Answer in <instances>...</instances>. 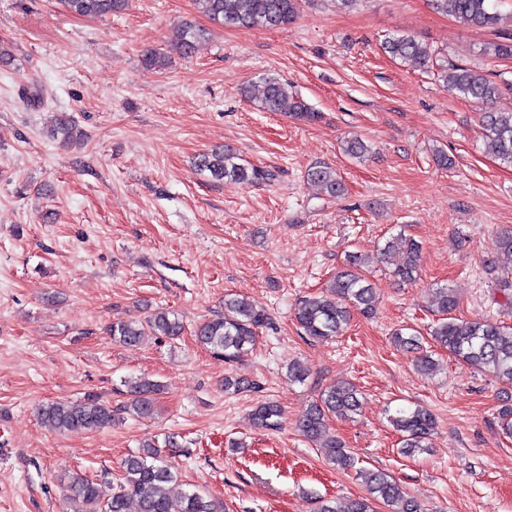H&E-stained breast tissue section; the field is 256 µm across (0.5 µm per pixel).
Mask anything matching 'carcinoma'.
<instances>
[{
	"label": "carcinoma",
	"instance_id": "carcinoma-1",
	"mask_svg": "<svg viewBox=\"0 0 512 512\" xmlns=\"http://www.w3.org/2000/svg\"><path fill=\"white\" fill-rule=\"evenodd\" d=\"M64 8L81 16H106L125 8L127 0H60ZM301 0H198V4L213 22L239 29H285L293 24L300 12ZM432 8L458 22L477 29L503 32L502 40L483 48V53L497 58H512V31L504 23L512 21L497 9L495 0H430ZM207 32L192 24L181 26L175 44L183 55L194 52L205 40ZM383 49L394 60L426 67L433 61L434 50L408 35L388 38ZM443 78L453 83L459 93L483 104H493L503 95L499 84L488 76L461 66L453 67ZM260 107L266 112H280L312 123L320 113L310 108L287 84L274 76L262 78ZM486 149L502 163L512 165V110H496L482 115ZM75 126L64 114L56 116L51 137L64 142L74 139ZM345 155L359 159L368 152V145L359 138L343 144ZM196 167L209 172L212 179H230L246 184H259L273 179V174L260 167L239 162L231 148H215L201 154ZM306 179L329 198L344 195L345 185L330 166L315 164L306 171ZM398 261L391 270L400 282L416 279L420 268L422 246L415 239L397 235L386 241L377 260L386 262L391 255ZM371 260L356 253L347 255L343 268L331 278L327 292L301 298L294 308V317L304 335L327 341L341 335L351 312L365 317L377 309L376 289L365 276ZM488 274L509 273L512 270V228L501 230L494 241L493 255L485 265ZM431 303L437 322L430 331L432 340L448 350L462 364L477 371H487L500 382L512 385V326L488 319L464 320L452 316L458 306L454 289H432ZM271 319L239 297L224 299V313L200 323L195 336L213 356L234 362L254 344L257 330L270 325ZM182 322L165 310L151 313L143 321L116 322L108 327L109 335L127 347H135L149 335L170 338L181 335ZM396 346L408 351L422 349L418 331L393 333ZM128 401L117 409L95 394H85L77 400H60L42 404L37 409L41 422L59 432H97L120 420V414L130 413L151 418L155 412L154 395L160 391L158 382L145 377L124 380ZM361 402L358 389L350 382H338L323 391L298 421L301 433L320 448L327 460L342 470L355 468V458L342 441L329 432L331 418L347 419L356 414ZM279 406L274 402L258 405L253 413L259 429L278 426ZM390 425L401 437V454L411 457L427 450L426 441L435 429L433 414L424 407L399 409L389 416ZM123 477L110 492L103 484L86 476L76 475L64 484L67 512H224V505L203 491H174L178 472L165 459L156 445L148 444L137 454L128 455L122 463ZM367 496L352 498L343 506L336 501L319 498L314 512H377L381 505L387 512H424L420 502L406 493L396 480L381 470L358 469Z\"/></svg>",
	"mask_w": 512,
	"mask_h": 512
}]
</instances>
